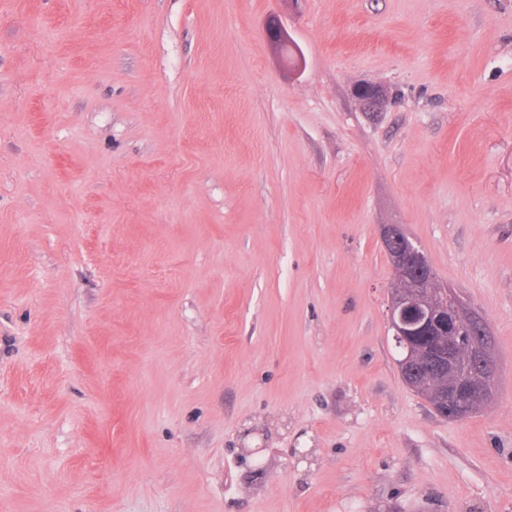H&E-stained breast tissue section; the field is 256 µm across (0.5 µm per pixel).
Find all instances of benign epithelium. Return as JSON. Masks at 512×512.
Here are the masks:
<instances>
[{
  "mask_svg": "<svg viewBox=\"0 0 512 512\" xmlns=\"http://www.w3.org/2000/svg\"><path fill=\"white\" fill-rule=\"evenodd\" d=\"M264 35L273 45H288L293 52L292 69L302 67L303 54L279 17L267 19ZM353 96L367 112L377 111L384 102L383 90L376 84L355 86ZM382 241L389 251L393 272L388 301L392 338L408 344L414 336L445 337V343L427 353L426 365L428 369L452 378L448 384V401L438 414L457 419L459 415L453 410L454 404L465 403L478 408L487 401L483 378L460 373V358L464 353L481 366L489 365V352L482 339L487 334L486 326H481L476 337L462 341V328L476 318L465 311L448 289L439 286L435 270L413 244L405 241L400 225H384Z\"/></svg>",
  "mask_w": 512,
  "mask_h": 512,
  "instance_id": "obj_1",
  "label": "benign epithelium"
}]
</instances>
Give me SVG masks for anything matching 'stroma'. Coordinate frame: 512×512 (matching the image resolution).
I'll return each mask as SVG.
<instances>
[{
	"mask_svg": "<svg viewBox=\"0 0 512 512\" xmlns=\"http://www.w3.org/2000/svg\"><path fill=\"white\" fill-rule=\"evenodd\" d=\"M385 224L487 323L466 419ZM0 512H512V0H0ZM264 35L266 39L273 45L275 44H286L293 52V60L289 66L293 70H298L303 65V54L299 47L292 40L288 31L277 16H271L267 19L264 25ZM353 96L367 112H375L384 102L383 90L376 84H359L353 89Z\"/></svg>",
	"mask_w": 512,
	"mask_h": 512,
	"instance_id": "obj_1",
	"label": "stroma"
}]
</instances>
